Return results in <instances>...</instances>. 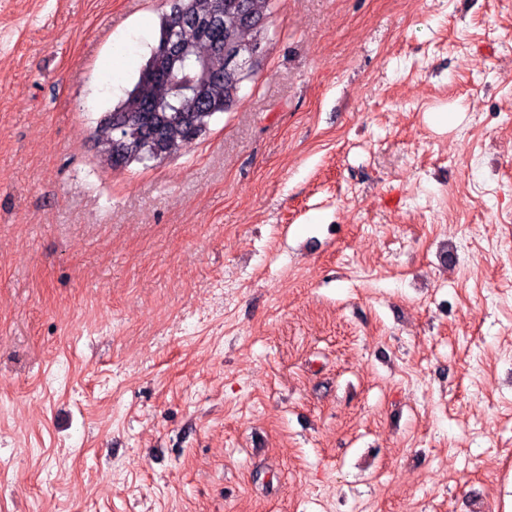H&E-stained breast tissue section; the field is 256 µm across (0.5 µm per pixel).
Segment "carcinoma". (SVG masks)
Here are the masks:
<instances>
[{
  "label": "carcinoma",
  "mask_w": 512,
  "mask_h": 512,
  "mask_svg": "<svg viewBox=\"0 0 512 512\" xmlns=\"http://www.w3.org/2000/svg\"><path fill=\"white\" fill-rule=\"evenodd\" d=\"M216 2L168 0L157 43L136 83L97 125L112 167L161 160L205 135L215 114L236 106L253 70L227 60L231 44L264 42L274 0H224L222 11ZM177 24L181 56L168 42ZM200 81L196 99L190 89Z\"/></svg>",
  "instance_id": "cac0c4a2"
}]
</instances>
